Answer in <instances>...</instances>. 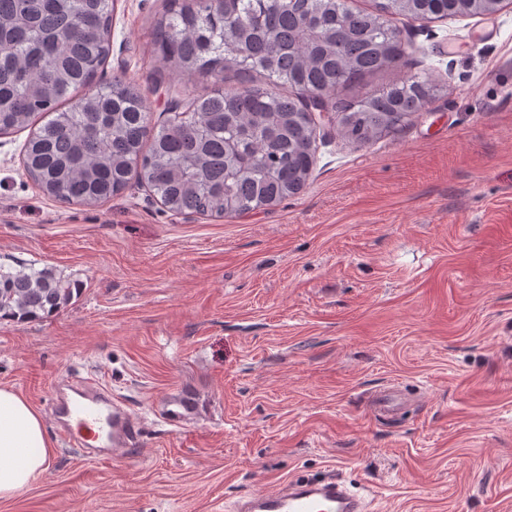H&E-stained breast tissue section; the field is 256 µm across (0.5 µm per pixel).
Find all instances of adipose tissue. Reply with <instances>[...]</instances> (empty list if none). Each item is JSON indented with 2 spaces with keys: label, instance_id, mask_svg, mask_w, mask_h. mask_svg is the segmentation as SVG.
Segmentation results:
<instances>
[{
  "label": "adipose tissue",
  "instance_id": "ef3b65f1",
  "mask_svg": "<svg viewBox=\"0 0 512 512\" xmlns=\"http://www.w3.org/2000/svg\"><path fill=\"white\" fill-rule=\"evenodd\" d=\"M52 459L40 415L16 392L0 388V500L27 488Z\"/></svg>",
  "mask_w": 512,
  "mask_h": 512
}]
</instances>
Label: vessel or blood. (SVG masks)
<instances>
[{
    "label": "vessel or blood",
    "instance_id": "b4317fda",
    "mask_svg": "<svg viewBox=\"0 0 512 512\" xmlns=\"http://www.w3.org/2000/svg\"><path fill=\"white\" fill-rule=\"evenodd\" d=\"M74 401L61 409L67 418L86 417L97 423V430L85 432L60 425L63 441L101 442L108 451L126 448L136 441L137 433L121 405L100 387L81 383ZM397 387L389 386L373 394L370 406L376 415H389L402 409ZM233 512H369L364 495L351 489L345 481L332 477L321 481L286 480L277 487L248 494L232 506Z\"/></svg>",
    "mask_w": 512,
    "mask_h": 512
}]
</instances>
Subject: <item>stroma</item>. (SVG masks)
Returning <instances> with one entry per match:
<instances>
[{"mask_svg":"<svg viewBox=\"0 0 512 512\" xmlns=\"http://www.w3.org/2000/svg\"><path fill=\"white\" fill-rule=\"evenodd\" d=\"M166 0H115L96 76L171 101L240 78L160 68ZM405 54L356 102L433 74L437 96L373 144L319 119L305 190L237 217L172 214L138 182L96 205L45 196L26 132L0 135V262L80 291L56 316L0 320V388L40 414L50 468L0 512H227L291 478L342 476L371 512H512V4L490 18L396 16ZM78 374L139 422L112 458L64 443ZM412 404L384 420L369 395Z\"/></svg>","mask_w":512,"mask_h":512,"instance_id":"obj_1","label":"stroma"}]
</instances>
